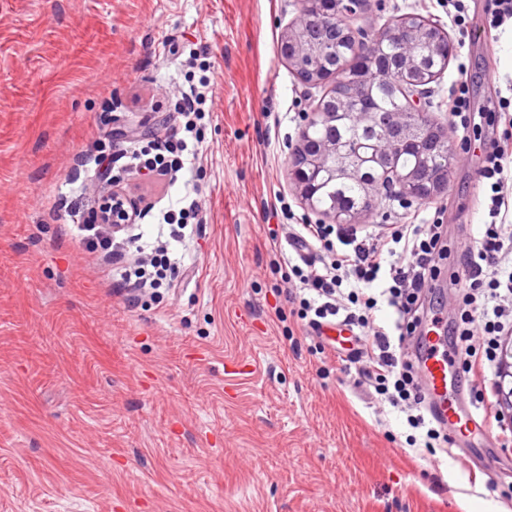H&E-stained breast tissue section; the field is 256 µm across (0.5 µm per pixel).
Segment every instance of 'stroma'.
Listing matches in <instances>:
<instances>
[{
    "label": "stroma",
    "instance_id": "obj_1",
    "mask_svg": "<svg viewBox=\"0 0 512 512\" xmlns=\"http://www.w3.org/2000/svg\"><path fill=\"white\" fill-rule=\"evenodd\" d=\"M366 0L354 27L405 14L454 41L426 96L438 122L468 68L474 124L447 191L383 198L366 224L442 211L448 253L424 294L448 353L451 278L483 233V153L512 93V26L474 38L495 0ZM299 0H0V512H512L501 479H470L456 456L406 451L403 414L375 416L356 374L322 361L290 318L268 219L277 199L311 211L288 179L304 112L322 88L279 56ZM208 76L198 155L176 183L113 174L157 213L197 197L202 222L169 240L175 290L132 305L72 226L91 144L175 125L178 91Z\"/></svg>",
    "mask_w": 512,
    "mask_h": 512
}]
</instances>
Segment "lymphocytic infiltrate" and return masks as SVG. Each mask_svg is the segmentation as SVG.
I'll use <instances>...</instances> for the list:
<instances>
[{"label": "lymphocytic infiltrate", "instance_id": "f902f5d3", "mask_svg": "<svg viewBox=\"0 0 512 512\" xmlns=\"http://www.w3.org/2000/svg\"><path fill=\"white\" fill-rule=\"evenodd\" d=\"M202 98L194 87L180 92L175 110L181 135L149 147L128 144L124 149L128 165L160 175L182 170L193 153L190 142L198 137ZM500 119L503 134L491 144L478 170L490 188V220L480 245L464 251L465 284L454 297V333L461 344L457 364L462 374L477 379L480 388L475 398L480 402L485 399L483 384L497 369L501 343L512 339V222L502 213L512 201V113L501 112ZM78 230L88 252L104 251L113 261L115 294L128 298L161 280L153 253L140 252L124 265L101 225L82 224ZM289 232L290 242L315 250L299 261L284 259L286 300L296 305L301 326L317 331L337 323L356 331L352 352L323 345L320 353L344 366L359 364L378 403L403 413L408 426L421 431V438H409V445L421 442L429 449L446 450L451 444L448 429L441 419L428 416L427 394L415 362L402 347L423 322L421 298L437 275L436 257L445 247L442 223L398 224L374 234L340 224H293ZM382 301L396 314L392 325L373 317Z\"/></svg>", "mask_w": 512, "mask_h": 512}]
</instances>
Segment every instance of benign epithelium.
Wrapping results in <instances>:
<instances>
[{
	"label": "benign epithelium",
	"instance_id": "benign-epithelium-1",
	"mask_svg": "<svg viewBox=\"0 0 512 512\" xmlns=\"http://www.w3.org/2000/svg\"><path fill=\"white\" fill-rule=\"evenodd\" d=\"M350 16L351 6L347 0H301L298 14L281 36L279 54L305 84L322 85L333 78L328 69L319 66L310 68L305 64L309 29L324 24L332 32L345 30L350 27ZM384 29L391 31L401 43L399 73L404 74L419 68L416 45L422 36L432 33L437 26L428 24L423 17L406 15L384 26ZM422 100L423 94L413 93L408 97V111L391 116L388 126L394 130V134L381 141L377 154L389 163L405 149L419 154H428L436 148L448 152V167L441 172H432L422 167L405 174H393L389 171L383 174V178L391 177L404 186L405 197L424 202L447 187L448 174L452 170L456 153L446 125L434 123L421 137L411 129L410 120L424 111ZM355 118L367 127L373 126L377 121L372 112H338L334 104L324 106L319 103L312 112L304 115L298 143L288 158V177L291 185L307 204H312V196L319 190V185L313 179L319 170L328 169L342 179H352L356 177L361 166V162L350 155L336 137L310 138V126L319 123L333 128L338 123Z\"/></svg>",
	"mask_w": 512,
	"mask_h": 512
}]
</instances>
